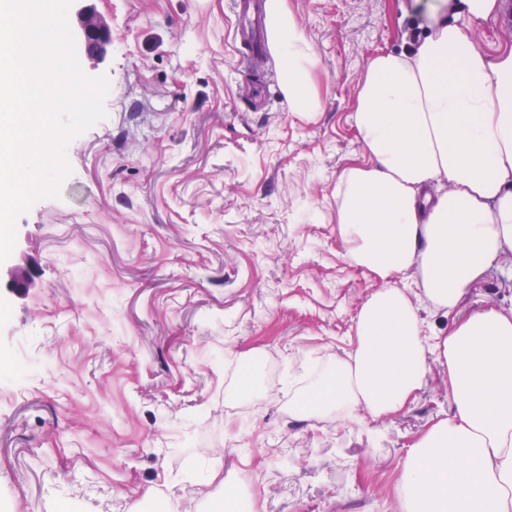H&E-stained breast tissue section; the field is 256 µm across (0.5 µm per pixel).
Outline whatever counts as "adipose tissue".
<instances>
[{
  "instance_id": "obj_1",
  "label": "adipose tissue",
  "mask_w": 512,
  "mask_h": 512,
  "mask_svg": "<svg viewBox=\"0 0 512 512\" xmlns=\"http://www.w3.org/2000/svg\"><path fill=\"white\" fill-rule=\"evenodd\" d=\"M500 8L410 0L423 32L368 58L350 116L368 161L336 183L347 258L379 286L357 314L354 351L295 413L392 414L421 388L428 362L447 369L451 410L407 454L404 512H512V311L486 304L428 340L391 281L413 271L425 299L449 312L512 253V43L491 53L474 36ZM267 13L289 106L319 111L317 60L288 0H267Z\"/></svg>"
}]
</instances>
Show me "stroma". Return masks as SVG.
<instances>
[{
	"mask_svg": "<svg viewBox=\"0 0 512 512\" xmlns=\"http://www.w3.org/2000/svg\"><path fill=\"white\" fill-rule=\"evenodd\" d=\"M110 27L107 116L74 137L59 197L16 223L0 293V512H130L147 488L197 512L219 468L254 512H402L408 450L447 418L428 363L400 413L317 420L291 402L356 343L376 288L336 224L361 158L349 115L367 58L419 36L400 0H288L321 110H264L232 44V0H93ZM512 309V254L462 312ZM259 387L238 394L239 364ZM7 290L17 296H23L31 286L32 275L29 268L22 265H14L5 272Z\"/></svg>",
	"mask_w": 512,
	"mask_h": 512,
	"instance_id": "1",
	"label": "stroma"
}]
</instances>
